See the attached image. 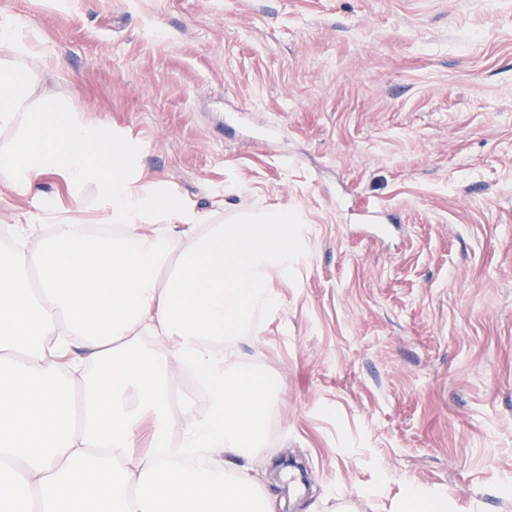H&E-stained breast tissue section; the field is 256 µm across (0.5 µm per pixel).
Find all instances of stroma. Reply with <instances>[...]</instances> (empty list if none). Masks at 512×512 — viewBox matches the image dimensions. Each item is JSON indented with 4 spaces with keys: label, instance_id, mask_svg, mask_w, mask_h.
Instances as JSON below:
<instances>
[{
    "label": "stroma",
    "instance_id": "1",
    "mask_svg": "<svg viewBox=\"0 0 512 512\" xmlns=\"http://www.w3.org/2000/svg\"><path fill=\"white\" fill-rule=\"evenodd\" d=\"M37 104L220 219L296 213L294 260L229 361L279 391L249 475L278 512H512V0H0ZM104 220L62 174L0 225ZM310 490L285 496L277 462ZM448 510V497L441 492L410 493L404 500L406 512H446Z\"/></svg>",
    "mask_w": 512,
    "mask_h": 512
}]
</instances>
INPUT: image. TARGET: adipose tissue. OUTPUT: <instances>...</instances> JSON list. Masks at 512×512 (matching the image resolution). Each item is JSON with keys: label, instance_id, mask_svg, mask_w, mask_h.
I'll return each instance as SVG.
<instances>
[{"label": "adipose tissue", "instance_id": "adipose-tissue-1", "mask_svg": "<svg viewBox=\"0 0 512 512\" xmlns=\"http://www.w3.org/2000/svg\"><path fill=\"white\" fill-rule=\"evenodd\" d=\"M0 172L32 185L62 169L95 183L111 235L56 225L35 254L0 253V512H275L243 463L273 402L259 378L215 351L256 307L277 306L296 214L266 210L219 224L160 187L113 173L126 145L53 110L34 113L23 25L0 16ZM155 343L137 353L141 336ZM193 363L208 412L170 410L167 373ZM181 430L184 467L159 461Z\"/></svg>", "mask_w": 512, "mask_h": 512}]
</instances>
